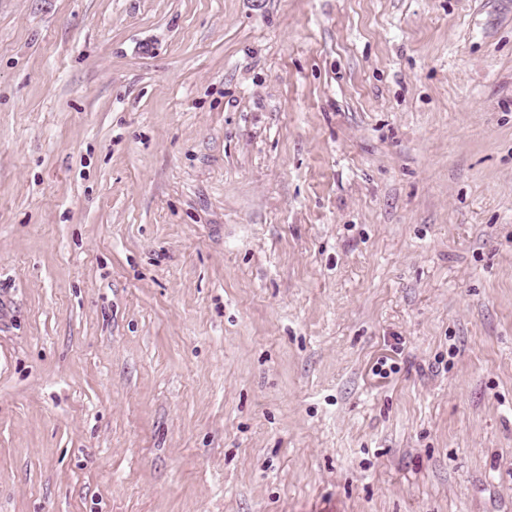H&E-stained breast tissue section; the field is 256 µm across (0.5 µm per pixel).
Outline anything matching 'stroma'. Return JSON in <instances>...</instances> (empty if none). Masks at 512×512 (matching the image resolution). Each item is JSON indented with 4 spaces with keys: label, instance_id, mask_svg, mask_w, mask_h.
Listing matches in <instances>:
<instances>
[{
    "label": "stroma",
    "instance_id": "1",
    "mask_svg": "<svg viewBox=\"0 0 512 512\" xmlns=\"http://www.w3.org/2000/svg\"><path fill=\"white\" fill-rule=\"evenodd\" d=\"M0 512H512V0H0Z\"/></svg>",
    "mask_w": 512,
    "mask_h": 512
}]
</instances>
